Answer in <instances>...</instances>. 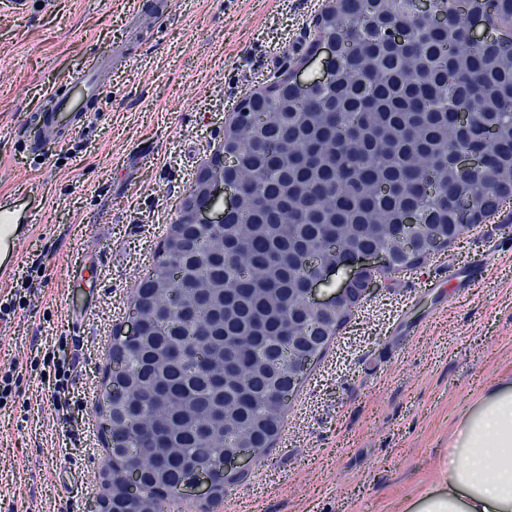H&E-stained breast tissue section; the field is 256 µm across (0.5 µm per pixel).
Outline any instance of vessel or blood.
<instances>
[{
	"instance_id": "vessel-or-blood-1",
	"label": "vessel or blood",
	"mask_w": 512,
	"mask_h": 512,
	"mask_svg": "<svg viewBox=\"0 0 512 512\" xmlns=\"http://www.w3.org/2000/svg\"><path fill=\"white\" fill-rule=\"evenodd\" d=\"M111 69V59L102 55L91 59L86 67L65 81L63 92L52 93V111L41 113L37 123L38 136L32 147L41 150L47 143H62L77 129L87 125L93 102L99 101L104 81ZM42 202L38 199L23 204L0 200V277L6 276L11 259L17 258L19 225L37 223ZM489 268L486 257L479 256L449 269L447 280L456 288L465 289L483 279Z\"/></svg>"
}]
</instances>
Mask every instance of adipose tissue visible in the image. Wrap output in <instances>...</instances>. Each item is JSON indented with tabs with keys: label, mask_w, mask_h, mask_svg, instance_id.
I'll return each instance as SVG.
<instances>
[{
	"label": "adipose tissue",
	"mask_w": 512,
	"mask_h": 512,
	"mask_svg": "<svg viewBox=\"0 0 512 512\" xmlns=\"http://www.w3.org/2000/svg\"><path fill=\"white\" fill-rule=\"evenodd\" d=\"M406 512H512V373L460 418L441 484L424 487Z\"/></svg>",
	"instance_id": "1"
}]
</instances>
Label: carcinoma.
<instances>
[{
	"label": "carcinoma",
	"instance_id": "cac0c4a2",
	"mask_svg": "<svg viewBox=\"0 0 512 512\" xmlns=\"http://www.w3.org/2000/svg\"><path fill=\"white\" fill-rule=\"evenodd\" d=\"M447 22L420 17L412 0H342L320 13L318 37L336 44L331 81L306 89L284 82L224 134L225 174L238 205L219 226L185 224L168 261L135 288L141 335L123 346L128 373L112 383V438L127 443L112 468L137 466L143 496L119 512H171L194 466L240 444L268 448L284 430L295 389L288 350L323 355L347 320L346 304L308 310L301 297L319 255L334 265L353 251L399 246V225L422 211L416 267L470 230L459 204L485 218L512 199V56L499 37L474 40L481 0H433ZM397 26L402 34L390 35ZM472 120L458 122L457 113ZM474 152L482 165L455 164ZM333 242L336 248L329 249ZM194 276L177 281L171 264ZM185 310L153 318L169 296Z\"/></svg>",
	"mask_w": 512,
	"mask_h": 512
}]
</instances>
